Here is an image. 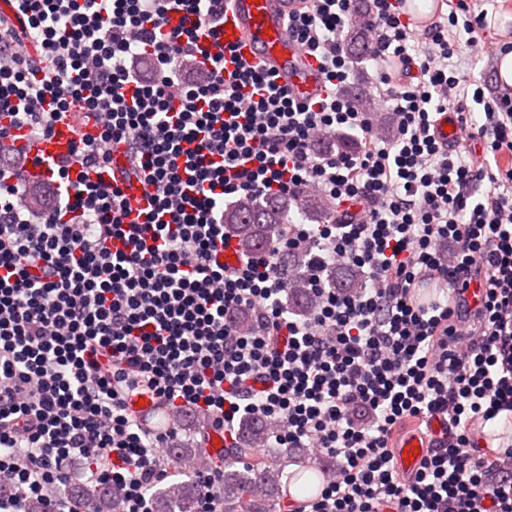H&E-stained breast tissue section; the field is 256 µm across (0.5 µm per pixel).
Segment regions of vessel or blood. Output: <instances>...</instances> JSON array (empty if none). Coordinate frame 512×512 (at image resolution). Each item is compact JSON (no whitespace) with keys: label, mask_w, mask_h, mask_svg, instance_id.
Returning <instances> with one entry per match:
<instances>
[{"label":"vessel or blood","mask_w":512,"mask_h":512,"mask_svg":"<svg viewBox=\"0 0 512 512\" xmlns=\"http://www.w3.org/2000/svg\"><path fill=\"white\" fill-rule=\"evenodd\" d=\"M303 0H229L224 14L231 31L225 32L224 47L234 48L238 57L263 65L275 75L276 83L286 89L297 101L305 102L325 91V77L319 63L309 56L288 34L289 16L299 12ZM100 125L93 120L75 124L70 120L57 123L51 137L28 143L30 155L40 160L34 170L36 177L51 178L56 165L69 158L75 143L97 137ZM128 161L122 147L112 150V171L125 179L130 219H137L147 208L151 187L128 175ZM427 450L423 437L414 435L406 439L399 450L403 473H413L421 455Z\"/></svg>","instance_id":"vessel-or-blood-1"}]
</instances>
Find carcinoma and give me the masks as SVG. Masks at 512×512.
Wrapping results in <instances>:
<instances>
[{
    "mask_svg": "<svg viewBox=\"0 0 512 512\" xmlns=\"http://www.w3.org/2000/svg\"><path fill=\"white\" fill-rule=\"evenodd\" d=\"M345 49L348 55L359 60L366 53L363 33L352 31L347 36ZM318 212L321 204L313 198L292 202L286 198L260 201L247 210L229 208L224 212V223L234 235L243 251L262 252L270 249V230L273 224H283L291 206ZM304 255L285 253L281 256L282 269L290 274L292 285L288 293V309L302 315L309 307L305 289L303 268ZM327 281L333 288L354 290L363 287V273L351 265H335L328 271ZM271 425L247 420L242 425L240 446L224 453V480L219 492L224 499V512H262L261 503L282 493L280 471L265 455V446ZM200 446L174 439L168 447V457L174 473L186 479L157 487L153 499L158 512H198L201 493L199 478L195 475ZM243 458L251 465L238 468ZM69 495L88 504L92 512H120L119 491L113 488L90 485H74Z\"/></svg>",
    "mask_w": 512,
    "mask_h": 512,
    "instance_id": "cac0c4a2",
    "label": "carcinoma"
}]
</instances>
